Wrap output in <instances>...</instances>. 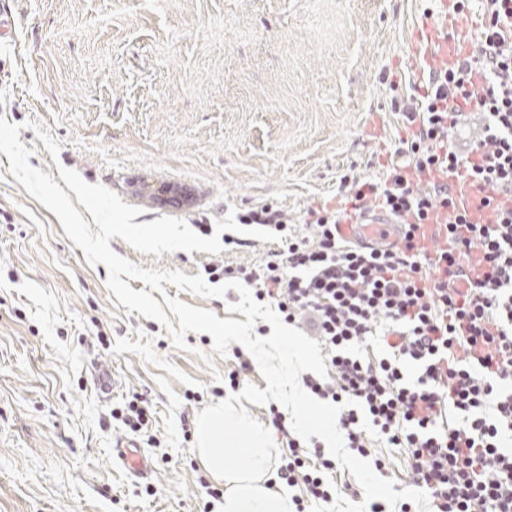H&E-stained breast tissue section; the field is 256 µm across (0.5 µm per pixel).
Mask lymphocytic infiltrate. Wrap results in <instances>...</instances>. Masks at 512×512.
<instances>
[{
  "mask_svg": "<svg viewBox=\"0 0 512 512\" xmlns=\"http://www.w3.org/2000/svg\"><path fill=\"white\" fill-rule=\"evenodd\" d=\"M401 110L413 127L407 160L383 183L353 181L349 209L308 208L300 230L270 204L240 214L282 242L259 268L206 272L253 285L257 300L319 341L329 374L304 385L340 405L352 454L373 457L375 439L403 449L431 512H512V206L480 197L494 223L458 214L444 225L449 247L428 253L415 242L420 224L453 205L443 186L418 189L423 177L461 170L476 187L512 193V0H483L475 52L430 74L419 104ZM374 205L404 225L401 245L342 244L347 213ZM371 338L382 355L360 354ZM336 469L318 441L289 438L277 476L302 490L294 512L335 500Z\"/></svg>",
  "mask_w": 512,
  "mask_h": 512,
  "instance_id": "obj_1",
  "label": "lymphocytic infiltrate"
}]
</instances>
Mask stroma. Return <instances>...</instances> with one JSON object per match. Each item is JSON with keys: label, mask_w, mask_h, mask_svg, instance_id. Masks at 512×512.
I'll list each match as a JSON object with an SVG mask.
<instances>
[{"label": "stroma", "mask_w": 512, "mask_h": 512, "mask_svg": "<svg viewBox=\"0 0 512 512\" xmlns=\"http://www.w3.org/2000/svg\"><path fill=\"white\" fill-rule=\"evenodd\" d=\"M440 11L439 0H0V119L20 126L32 167L75 169L139 207L137 223L212 225L271 203L296 224L338 202L343 177L383 180L407 134L392 100L423 95L415 34ZM110 247L194 276L256 267L269 245ZM107 277L0 153V512H203L193 422L231 395V371L267 387L258 365L213 352L210 334L175 349ZM97 367L116 380L111 397ZM135 393L150 423L134 435L112 411ZM123 440L147 477L113 463Z\"/></svg>", "instance_id": "obj_1"}]
</instances>
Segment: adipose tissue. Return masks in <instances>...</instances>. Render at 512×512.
<instances>
[{
	"label": "adipose tissue",
	"mask_w": 512,
	"mask_h": 512,
	"mask_svg": "<svg viewBox=\"0 0 512 512\" xmlns=\"http://www.w3.org/2000/svg\"><path fill=\"white\" fill-rule=\"evenodd\" d=\"M234 447L227 456L225 447ZM201 464L224 482V512H292L288 495L267 485L273 449L267 431L243 411L216 406L196 426Z\"/></svg>",
	"instance_id": "obj_1"
}]
</instances>
